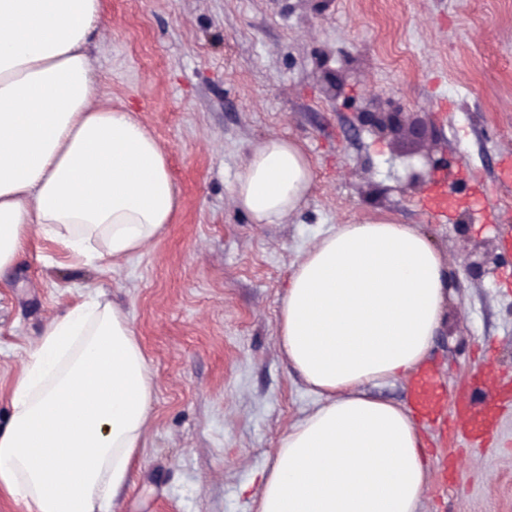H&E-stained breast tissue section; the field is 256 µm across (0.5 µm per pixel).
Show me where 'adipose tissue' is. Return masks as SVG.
<instances>
[{"instance_id":"obj_1","label":"adipose tissue","mask_w":512,"mask_h":512,"mask_svg":"<svg viewBox=\"0 0 512 512\" xmlns=\"http://www.w3.org/2000/svg\"><path fill=\"white\" fill-rule=\"evenodd\" d=\"M100 18L101 0H0V279L37 238L119 267L178 209L165 146L91 75L84 47ZM313 182L302 148L271 137L247 155L231 201L279 224ZM446 278L427 237L386 216L336 225L304 253L277 330L320 402L282 437L256 512H418L423 436L407 404L369 389L426 362ZM153 400L129 315L82 298L29 347L0 428V487L25 512H118Z\"/></svg>"}]
</instances>
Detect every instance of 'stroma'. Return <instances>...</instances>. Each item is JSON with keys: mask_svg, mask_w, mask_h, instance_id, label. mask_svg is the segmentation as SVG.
<instances>
[{"mask_svg": "<svg viewBox=\"0 0 512 512\" xmlns=\"http://www.w3.org/2000/svg\"><path fill=\"white\" fill-rule=\"evenodd\" d=\"M87 52L113 105L168 150L180 204L144 255L118 268L32 240L0 285V423L44 324L103 291L129 315L154 379L152 431L123 512H255L260 475L317 398L289 370L280 298L303 253L331 227L385 215L422 232L448 272L428 364L449 400L470 391L485 351L512 375V210L499 163L512 157V0H103ZM343 77L332 98L327 78ZM434 126L459 188L447 216L406 190L416 148L355 114L386 104ZM298 142L314 166L303 205L255 224L228 196L266 138ZM483 262L465 273L458 258ZM431 477L419 512H512V405L483 447L423 428Z\"/></svg>", "mask_w": 512, "mask_h": 512, "instance_id": "35a3bbf8", "label": "stroma"}]
</instances>
